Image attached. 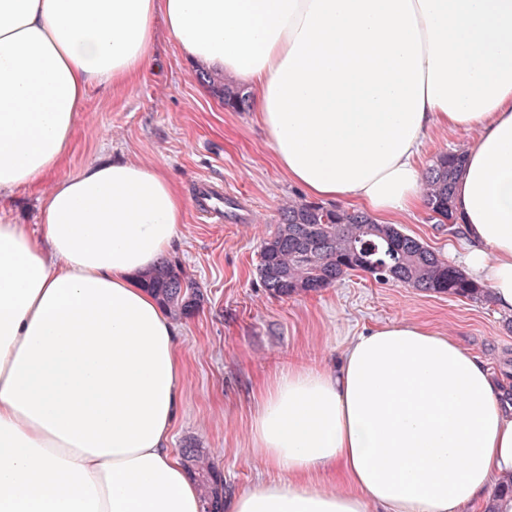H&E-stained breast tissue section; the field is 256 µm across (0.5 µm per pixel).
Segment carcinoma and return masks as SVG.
I'll return each mask as SVG.
<instances>
[{"mask_svg":"<svg viewBox=\"0 0 512 512\" xmlns=\"http://www.w3.org/2000/svg\"><path fill=\"white\" fill-rule=\"evenodd\" d=\"M224 107L250 108L251 91L239 84L214 87ZM464 151L437 156L424 172L423 204L439 224L454 221V188ZM257 268L262 286L274 297L318 292L352 272L378 282H394L420 291L443 293L473 301H489L491 289L440 259L419 239L396 224H380L368 212L327 207L303 198L278 210L276 229L262 240ZM169 312L189 315L203 296L201 285L168 259L160 260L143 279ZM189 471L202 490L204 512H224L221 474L198 448H184Z\"/></svg>","mask_w":512,"mask_h":512,"instance_id":"carcinoma-1","label":"carcinoma"}]
</instances>
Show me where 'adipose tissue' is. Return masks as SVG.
Returning <instances> with one entry per match:
<instances>
[{"label": "adipose tissue", "instance_id": "adipose-tissue-1", "mask_svg": "<svg viewBox=\"0 0 512 512\" xmlns=\"http://www.w3.org/2000/svg\"><path fill=\"white\" fill-rule=\"evenodd\" d=\"M184 58L254 93L279 168L313 199L392 223L423 194L437 129L476 132L454 191L470 275L512 314V0H0V512H201L169 446L178 328L138 277L185 200L157 166L60 176L92 86ZM456 341L410 321L336 368L268 381L250 451L282 477L228 512H512V405ZM50 188V184H46L41 195L21 190L15 196L13 218L18 224H28V229L32 233H38L39 231L38 213L41 198L50 191Z\"/></svg>", "mask_w": 512, "mask_h": 512}]
</instances>
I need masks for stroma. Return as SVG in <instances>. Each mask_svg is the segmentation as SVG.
<instances>
[{"mask_svg":"<svg viewBox=\"0 0 512 512\" xmlns=\"http://www.w3.org/2000/svg\"><path fill=\"white\" fill-rule=\"evenodd\" d=\"M154 52L157 69L90 89L60 173L99 157L128 159L164 168L185 198L170 259L201 284L204 299L176 321L183 374L172 448H201L228 497L280 479L249 450L261 384L298 364L335 366L353 336L390 322L427 325L494 374L512 377V316L494 302L381 284L362 272L316 293L270 296L257 275L260 242L274 230L280 204L303 191L277 168L256 112L226 109L166 33ZM396 222L461 266L464 245L425 207Z\"/></svg>","mask_w":512,"mask_h":512,"instance_id":"1","label":"stroma"}]
</instances>
